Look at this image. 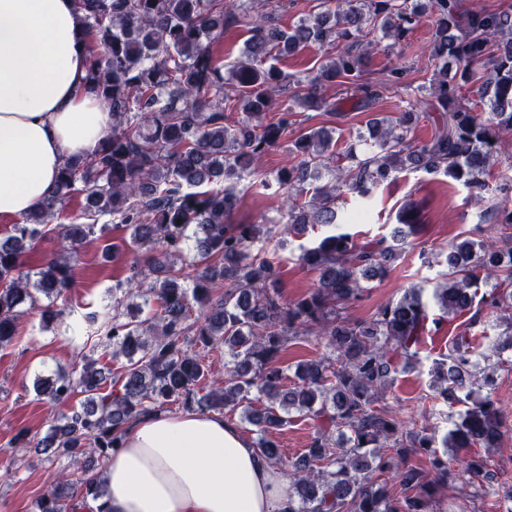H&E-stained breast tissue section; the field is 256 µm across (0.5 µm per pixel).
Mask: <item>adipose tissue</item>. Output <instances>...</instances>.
<instances>
[{
  "label": "adipose tissue",
  "instance_id": "1",
  "mask_svg": "<svg viewBox=\"0 0 512 512\" xmlns=\"http://www.w3.org/2000/svg\"><path fill=\"white\" fill-rule=\"evenodd\" d=\"M73 0H0V216L52 193L71 157L94 154L112 114L84 87ZM107 512H286L284 471L222 414L141 417L104 465Z\"/></svg>",
  "mask_w": 512,
  "mask_h": 512
}]
</instances>
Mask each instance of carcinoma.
Here are the masks:
<instances>
[{
  "instance_id": "obj_1",
  "label": "carcinoma",
  "mask_w": 512,
  "mask_h": 512,
  "mask_svg": "<svg viewBox=\"0 0 512 512\" xmlns=\"http://www.w3.org/2000/svg\"><path fill=\"white\" fill-rule=\"evenodd\" d=\"M75 9L88 36L86 83L112 110V130L96 153L68 160L52 195L21 215L0 240V347L19 335L26 304L39 311L45 329L59 318L61 312L39 304L37 294L61 296L71 287L79 249L104 233L105 227H97L100 216L132 229L133 242L156 250L148 271L136 270L127 280L152 315L139 319L114 298L98 342L125 363L109 392H100L105 376L91 358L71 375L37 378V392L54 403L79 394L84 400L81 409L58 415L47 434L31 442L35 451L65 457L71 465L36 500V512H79L91 500L95 512H106L100 504L104 480L95 473L100 462L121 447L138 418L175 403L218 411L242 406V420L255 427L254 447L273 464L280 452L272 431L288 425L294 412L318 418L321 427L310 448L289 465L295 506L288 512H432L431 483L451 476L447 455L438 454L434 429H408L382 405L396 372L389 352L415 356L412 347L427 319L422 289H409L369 320L342 313L376 274L391 267L405 241L402 231L373 247L357 245L348 233L301 246L299 260L315 282L284 302L277 286L279 258L259 246L271 229L234 224L230 216L240 182L287 139L294 107L336 111L320 88L339 83L357 97L356 109L368 108L401 83L404 71L389 69L379 85L363 82L364 38L378 34L399 44L430 11L436 16L432 55L438 70L426 93L395 116L370 119L358 136L366 145L360 152L352 145L335 150L325 128L300 133L288 147L292 161L274 181L285 194L288 234L296 238L338 224L342 195L367 199L402 172L445 176L477 197L488 195L486 211L500 236L465 238L438 252L445 271L433 299L453 315L483 303L498 314L490 350H512V176L493 188L485 180L501 136L512 133V11L465 14L461 0H321L319 11L287 27L276 11L258 12L247 21L240 58L226 70L214 44L239 19L224 0H75ZM312 43L333 52L312 77L296 80L280 116L267 118L275 93L290 83L277 62ZM457 61L490 69L480 76L465 69L450 78L448 64ZM465 86L486 116L473 112L462 94ZM227 109L241 111V119L229 121ZM430 112L436 113L432 137L413 140L412 129ZM77 194L84 206L59 225L60 252L31 280L23 271L25 253ZM190 229L189 273L181 263ZM483 278L495 280L487 298L478 297ZM312 335L326 352L299 364L297 382L289 386L283 361L288 337ZM470 347L468 338H460L434 369L436 398L459 408L443 447L497 448L512 427L492 394H480ZM220 348L229 355L224 386L200 396L201 352ZM418 452L430 455L434 481L410 463ZM389 471L397 473L407 495L393 497L380 481ZM457 476L482 485L484 462L469 459Z\"/></svg>"
}]
</instances>
